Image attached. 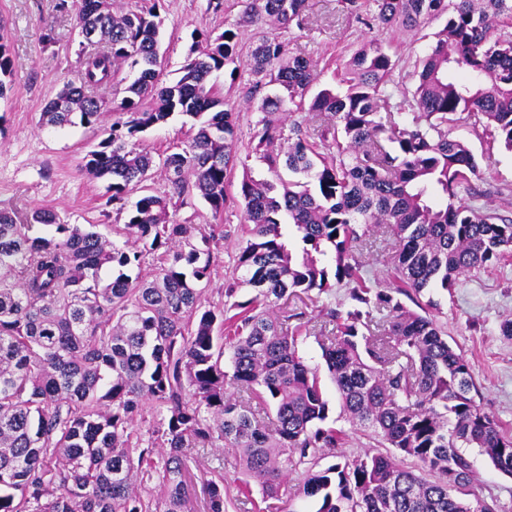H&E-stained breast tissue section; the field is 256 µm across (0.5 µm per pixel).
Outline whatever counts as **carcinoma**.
<instances>
[{
    "label": "carcinoma",
    "mask_w": 512,
    "mask_h": 512,
    "mask_svg": "<svg viewBox=\"0 0 512 512\" xmlns=\"http://www.w3.org/2000/svg\"><path fill=\"white\" fill-rule=\"evenodd\" d=\"M373 2L363 14L361 0H345L368 27L415 31L447 17L411 96L396 103L387 91L396 61L375 41L345 65V92L311 93L317 65L271 33L302 25L307 0H238L239 26L192 32L171 85L160 60L165 0L137 10L73 0L76 28L93 34L80 43L82 83L63 85L41 121L100 127L113 117L82 170L107 180L123 241L50 209L23 220L0 209V512H189L188 455L219 443L235 453L240 496L250 499L254 481L277 498L298 473L297 494L318 499L317 512H484L466 448L512 476V435L472 394L473 364L433 315L399 299L512 256V217L475 204L478 162L451 136L465 120L512 150V0ZM241 27L254 31L259 179L237 176L238 109L213 83L238 57ZM5 29L0 19V98L13 82ZM116 82L121 98L96 95ZM293 105L327 118L316 137L287 124ZM175 113L193 133L157 160L141 134ZM158 166L165 194L148 185ZM191 193L216 216L243 214L218 304L204 297L214 225L173 219ZM285 222L299 254L282 239ZM371 234L396 250L383 288L356 258ZM146 255L152 276L128 274ZM341 283L347 308L327 312L332 328L316 340L345 416L395 455L322 468L347 433L322 426L319 369L299 356L302 325L280 301H311ZM242 288L252 291L245 300ZM147 415L155 426L144 436L133 423ZM205 492L208 512H224V474Z\"/></svg>",
    "instance_id": "carcinoma-1"
}]
</instances>
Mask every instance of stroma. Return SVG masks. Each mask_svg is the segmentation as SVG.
Listing matches in <instances>:
<instances>
[{"mask_svg":"<svg viewBox=\"0 0 512 512\" xmlns=\"http://www.w3.org/2000/svg\"><path fill=\"white\" fill-rule=\"evenodd\" d=\"M58 0H0V18L7 22L6 36L14 61V87L0 98V208L19 214L36 208H49L70 224H94L99 232L111 233L113 225L123 223L107 206L106 183L86 175L84 155L96 145L101 134L80 125L65 128L43 126L40 114L63 83H80L82 60L75 34L74 15L59 11ZM240 8L228 0L223 12H213L208 0H166L165 34L162 43L164 80L178 78L191 43L193 30H214L236 26ZM445 24L438 18L427 21L416 32L367 29L350 17L340 0H308V19L304 25L279 29L278 37L292 54L317 62L321 83L334 82L351 54L370 39L392 45L399 57L395 79L405 91H412L416 73ZM53 30V43H44L46 30ZM251 29L240 30L243 52L236 74H219L217 85L223 95L239 106V140L248 144L260 117L248 106L245 94L253 77L244 55L251 42ZM455 137L469 143L481 174L472 184L501 214L512 216V151L497 147L487 150L481 132L458 123ZM176 219L181 223L223 224L224 237L211 247L213 266L207 285L208 300L218 301L233 265L240 237L242 213L238 209L213 216L209 206L195 195L184 198ZM420 302H433L439 324L449 343L474 366V379L482 409L512 434V337L502 335L500 324L512 317V257L484 270L461 276L454 288H433L421 293ZM347 289L337 285L326 304L294 301L292 309L301 312L307 332L298 341V350L307 364L321 362L315 336L326 319V308L345 309ZM322 384L329 401L330 426L344 429L348 441L337 449L341 459L382 452L383 447L369 432L353 426L343 416L330 377ZM477 477V492L495 504L498 512H512V477L495 470L478 449H470Z\"/></svg>","mask_w":512,"mask_h":512,"instance_id":"stroma-1","label":"stroma"}]
</instances>
